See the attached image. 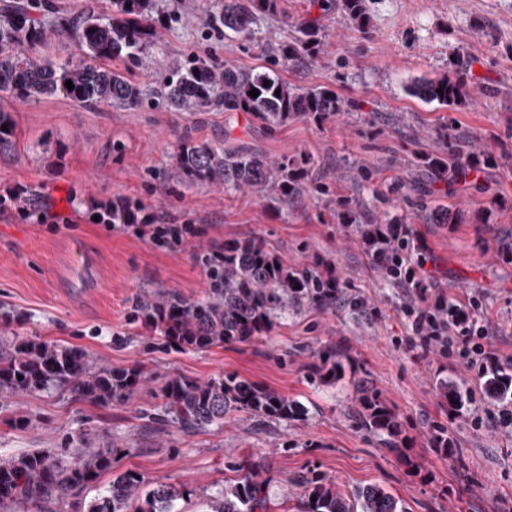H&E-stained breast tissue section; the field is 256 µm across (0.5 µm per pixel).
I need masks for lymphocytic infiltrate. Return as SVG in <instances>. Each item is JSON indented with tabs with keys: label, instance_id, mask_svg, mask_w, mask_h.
I'll return each instance as SVG.
<instances>
[{
	"label": "lymphocytic infiltrate",
	"instance_id": "f902f5d3",
	"mask_svg": "<svg viewBox=\"0 0 512 512\" xmlns=\"http://www.w3.org/2000/svg\"><path fill=\"white\" fill-rule=\"evenodd\" d=\"M398 244L396 279L412 291L404 313L412 334L423 347H436L442 356L463 363L475 376H484L499 367L501 355L489 339L484 318L486 299L474 292L465 301L446 302L443 296H431L424 284L425 259L404 225L394 227Z\"/></svg>",
	"mask_w": 512,
	"mask_h": 512
}]
</instances>
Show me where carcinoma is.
Returning <instances> with one entry per match:
<instances>
[{
    "label": "carcinoma",
    "mask_w": 512,
    "mask_h": 512,
    "mask_svg": "<svg viewBox=\"0 0 512 512\" xmlns=\"http://www.w3.org/2000/svg\"><path fill=\"white\" fill-rule=\"evenodd\" d=\"M39 0H17L10 6L5 26H0V92L21 98L61 94L91 107L102 102L126 106L139 102L142 91L124 73L109 67L117 60L134 64L157 34L153 0H115L116 12L88 14L76 22L61 24L57 34L72 36L77 52L62 63L35 59L32 51L45 42L44 31L33 18ZM371 0H313L326 16L342 11L361 27L368 23ZM276 0H224L218 15L207 25L219 34L248 36L262 14L273 10ZM319 19H302L290 42L269 51L270 66L242 69L205 56L178 62L164 79L158 96L179 112H206L222 105L228 112H246L269 127L304 117L322 122L341 111L342 101L328 89H298L288 85L277 66L316 58L321 46ZM269 85H264V81ZM72 82L73 89L66 87ZM258 90L255 98L249 95ZM280 95H275V91ZM407 93L426 104L455 110L470 100L466 91L464 59L457 55L448 70L433 77L413 80ZM443 150L419 157L433 180L450 184L473 182L497 165L494 153L477 151L463 141L451 125L438 131ZM178 174L226 189L248 191L263 198L273 191L283 199L311 187L315 193L326 187L312 177L314 161L299 156L271 161L245 147L233 144L180 143L174 155ZM412 214H398L385 224L363 225V237L373 248L375 262H389L383 247L390 224H407ZM462 214L444 204L427 208L428 224H460ZM224 260L211 270L205 296L189 300L178 294L156 300L144 298L140 310L145 325L179 347L208 348L246 344L268 334L288 312L306 305L328 306L336 301L318 272L288 266L259 241L224 243ZM321 379L335 383L344 378L345 367L337 353L322 354ZM139 369L115 371L92 366L80 347L23 340L0 343V404L22 393L51 388L69 389L101 405L121 400L141 385ZM494 400L512 399V376L494 375L486 380ZM440 393L456 410L469 396L465 384L445 381ZM356 417L360 426L378 438L405 463L400 422L377 392L359 381L355 384ZM160 421L193 432L218 425L227 417L245 413L253 418L288 420L299 412L297 402L237 374L208 380L173 377L160 389ZM112 469V452L93 448L86 438H77L73 453L34 451L20 456L0 455V512L29 507L33 512H59L58 505L75 490L94 481L100 472ZM242 475L233 484L212 491L202 502V512H269L271 497L267 481L255 465L241 466ZM301 512H408L388 488L369 483L344 490L319 475L298 480ZM316 501H311V498ZM180 491L163 481L144 487L142 478L125 471L112 478L108 488L88 505L86 512H182Z\"/></svg>",
    "instance_id": "carcinoma-1"
}]
</instances>
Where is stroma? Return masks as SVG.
<instances>
[{"mask_svg": "<svg viewBox=\"0 0 512 512\" xmlns=\"http://www.w3.org/2000/svg\"><path fill=\"white\" fill-rule=\"evenodd\" d=\"M46 2L37 19L49 35L36 56L57 62L75 51L54 33L60 21L112 12V0ZM155 3L169 18L130 73L144 88L141 103L83 107L61 95L30 101L0 92V111L14 122L0 150V194L28 188L40 205L72 220L36 224L0 206V338L77 346L94 365L145 375L132 395L109 405L55 389L14 397L0 409V454H57L81 434L111 450L112 469L65 500L61 512H83L113 475L128 470L148 484L174 485L185 494L182 512H200L205 495L235 482L245 463L259 465L269 483L271 512H296V479L309 471L345 489L384 484L409 512H512V426L496 417L502 402L487 397L483 381L463 365L407 344L408 293L373 263L360 238L361 224L380 223L403 205L393 185L424 181L418 156L441 149L442 126L453 124L491 150L497 165L478 182L453 192L443 182L428 185L431 198L464 213V223L416 219L410 229L427 247L431 280L447 301L485 292L490 339L509 359L504 373L512 374V0H371L364 30L340 12L322 18L319 59L283 67L280 75L295 87L331 89L343 110L321 123L296 118L274 130L220 106L178 112L155 91L174 62L204 51L246 69L267 65L268 47L294 38L311 0H276L255 35L211 39L204 20L221 0ZM458 54L467 62L471 104L448 111L406 94L411 79L442 73ZM228 135L278 161L313 156L326 193L261 199L177 174L173 156L182 141L220 143ZM116 199L141 204L156 223L195 224L205 234L171 248L106 231L91 208ZM341 202L360 211V224L337 223ZM228 240L260 241L292 267L334 269L344 288L335 305L305 307L248 344L167 345L145 327L138 302L147 294L203 297L200 258ZM80 250L98 260L90 286L63 272ZM363 300L378 316L360 308ZM328 348L342 355L346 369L333 384L317 372ZM227 373L288 396L300 413L263 423L241 414L195 432L149 422L167 379ZM444 379L471 389L459 411L439 394ZM359 380L397 415L409 462L356 423ZM18 415L25 426L14 425ZM441 427L454 456L435 443Z\"/></svg>", "mask_w": 512, "mask_h": 512, "instance_id": "1", "label": "stroma"}]
</instances>
